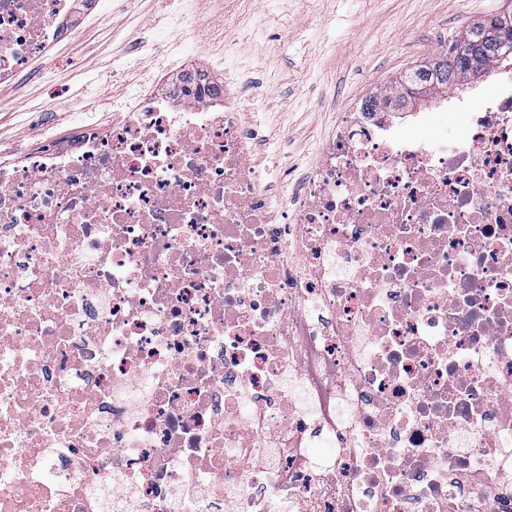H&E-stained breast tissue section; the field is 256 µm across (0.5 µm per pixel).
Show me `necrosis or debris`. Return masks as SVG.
<instances>
[{
  "mask_svg": "<svg viewBox=\"0 0 512 512\" xmlns=\"http://www.w3.org/2000/svg\"><path fill=\"white\" fill-rule=\"evenodd\" d=\"M71 10L0 0V80ZM157 81L0 162V512H512V78L276 174L234 55ZM459 101L451 99L444 105L432 108L424 107L421 104L415 106L410 110H404L402 112H420V120L422 123V129L420 133L427 135L437 133H448V144L455 142L457 133L464 126L467 118V112L457 109Z\"/></svg>",
  "mask_w": 512,
  "mask_h": 512,
  "instance_id": "4bbe7bcc",
  "label": "necrosis or debris"
}]
</instances>
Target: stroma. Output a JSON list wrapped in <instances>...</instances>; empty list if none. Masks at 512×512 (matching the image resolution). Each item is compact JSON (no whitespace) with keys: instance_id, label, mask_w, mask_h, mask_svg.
Here are the masks:
<instances>
[{"instance_id":"35a3bbf8","label":"stroma","mask_w":512,"mask_h":512,"mask_svg":"<svg viewBox=\"0 0 512 512\" xmlns=\"http://www.w3.org/2000/svg\"><path fill=\"white\" fill-rule=\"evenodd\" d=\"M512 0H199L210 20L212 51L225 50L224 27L266 18L262 37L238 45L237 56L263 83L260 129L284 141L289 163L311 159L316 143L339 112L364 93L399 80L408 69L438 53L468 28L492 17ZM76 0L77 45L56 46L46 80L0 84V154L19 158L38 140L60 144L70 138L79 107H104L105 95H119L135 74L122 61L154 41L164 25L168 0H134L107 20L84 19ZM49 103L47 114L34 112ZM457 100L420 107L422 134L456 138L466 112Z\"/></svg>"}]
</instances>
